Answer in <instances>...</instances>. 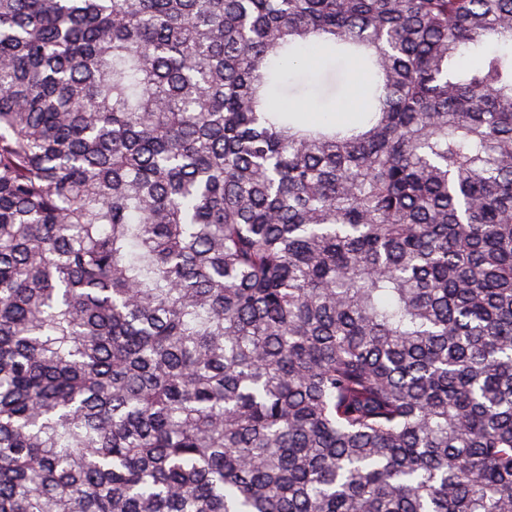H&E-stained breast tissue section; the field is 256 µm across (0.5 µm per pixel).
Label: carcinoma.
I'll return each mask as SVG.
<instances>
[{
  "label": "carcinoma",
  "mask_w": 512,
  "mask_h": 512,
  "mask_svg": "<svg viewBox=\"0 0 512 512\" xmlns=\"http://www.w3.org/2000/svg\"><path fill=\"white\" fill-rule=\"evenodd\" d=\"M0 512H512V0H0ZM353 64L341 57L324 55L320 68L309 75L297 73L294 79L304 78L312 86L316 98L309 100L314 109L332 111L320 112L336 118L338 111L350 103V88L355 80Z\"/></svg>",
  "instance_id": "obj_1"
}]
</instances>
